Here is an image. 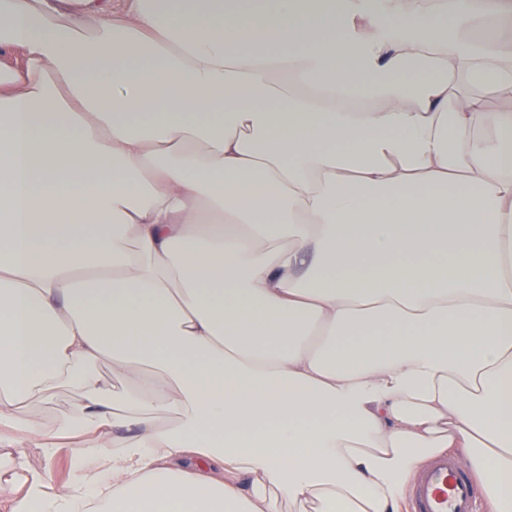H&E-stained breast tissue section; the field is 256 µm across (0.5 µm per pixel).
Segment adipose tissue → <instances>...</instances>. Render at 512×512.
I'll list each match as a JSON object with an SVG mask.
<instances>
[{"mask_svg":"<svg viewBox=\"0 0 512 512\" xmlns=\"http://www.w3.org/2000/svg\"><path fill=\"white\" fill-rule=\"evenodd\" d=\"M0 47V447L83 437L12 512H402L456 450L512 512V0H0ZM71 445L73 444L70 439L60 441L57 452L50 464L53 481L57 485L66 484L74 477V463L70 452Z\"/></svg>","mask_w":512,"mask_h":512,"instance_id":"adipose-tissue-1","label":"adipose tissue"}]
</instances>
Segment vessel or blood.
<instances>
[{"instance_id":"vessel-or-blood-1","label":"vessel or blood","mask_w":512,"mask_h":512,"mask_svg":"<svg viewBox=\"0 0 512 512\" xmlns=\"http://www.w3.org/2000/svg\"><path fill=\"white\" fill-rule=\"evenodd\" d=\"M482 495L481 485L457 456L442 453L420 468L408 499L413 512H477Z\"/></svg>"}]
</instances>
